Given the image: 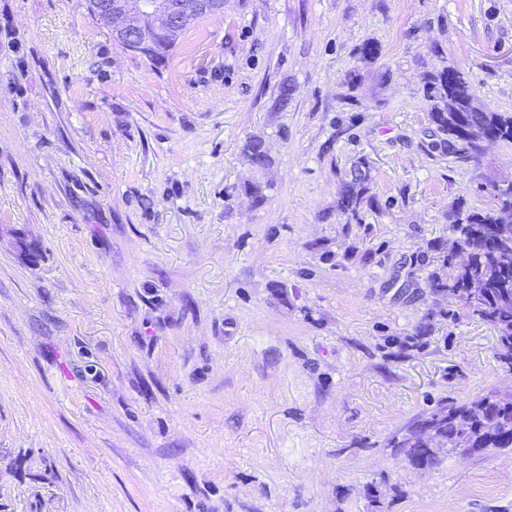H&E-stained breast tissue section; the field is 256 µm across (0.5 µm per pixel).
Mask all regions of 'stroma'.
I'll use <instances>...</instances> for the list:
<instances>
[{
  "instance_id": "35a3bbf8",
  "label": "stroma",
  "mask_w": 512,
  "mask_h": 512,
  "mask_svg": "<svg viewBox=\"0 0 512 512\" xmlns=\"http://www.w3.org/2000/svg\"><path fill=\"white\" fill-rule=\"evenodd\" d=\"M447 65L512 113V0H225L158 63L84 0H0V512H512V451L388 446L512 390L428 283L512 181L435 146ZM242 153L251 162L254 160L259 170H264L270 165L265 140L260 136L249 138L242 146ZM370 168L366 163L356 165L350 171V177L340 185L337 196V208L348 216V220H354L356 224L362 220V214L378 208L379 205L374 195H370Z\"/></svg>"
}]
</instances>
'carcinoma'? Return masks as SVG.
Instances as JSON below:
<instances>
[{
    "label": "carcinoma",
    "instance_id": "obj_1",
    "mask_svg": "<svg viewBox=\"0 0 512 512\" xmlns=\"http://www.w3.org/2000/svg\"><path fill=\"white\" fill-rule=\"evenodd\" d=\"M424 93L431 102L434 135L459 161L475 163L492 147L512 146V113L478 104L461 71L445 67L426 76ZM242 153L261 170L270 165L260 136L248 139ZM370 182V168L363 162L340 185L336 206L348 219L358 223L364 210L378 207ZM491 195L490 209L470 213L464 222L452 226L455 243L468 253L466 266L453 269V252H447L441 259L442 273L432 277L431 287L445 295L472 289L475 298L461 300L459 305L494 329L498 361L512 373V224H503L502 217L512 211V184L492 188ZM435 436L450 455L460 448L512 449V393L493 388L462 403H439L391 440L392 454L416 468L436 469L443 458L439 449L431 447Z\"/></svg>",
    "mask_w": 512,
    "mask_h": 512
}]
</instances>
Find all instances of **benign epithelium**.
<instances>
[{"label":"benign epithelium","instance_id":"obj_1","mask_svg":"<svg viewBox=\"0 0 512 512\" xmlns=\"http://www.w3.org/2000/svg\"><path fill=\"white\" fill-rule=\"evenodd\" d=\"M96 23L111 29L118 46L128 47L138 35L175 42L198 16L224 12V0H86Z\"/></svg>","mask_w":512,"mask_h":512}]
</instances>
